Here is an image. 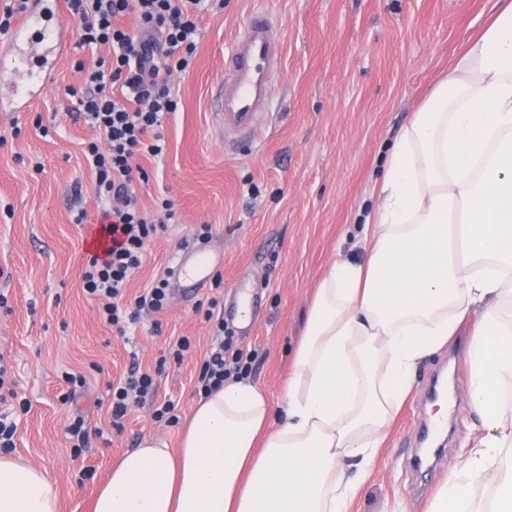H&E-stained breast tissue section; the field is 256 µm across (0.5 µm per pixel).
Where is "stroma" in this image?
Wrapping results in <instances>:
<instances>
[{"mask_svg": "<svg viewBox=\"0 0 512 512\" xmlns=\"http://www.w3.org/2000/svg\"><path fill=\"white\" fill-rule=\"evenodd\" d=\"M491 7L492 0H228L223 12L204 16L192 65L172 74L178 109L165 123V156L141 161L148 178L136 185L139 200L169 226L150 243L128 292L162 275L200 224L212 227L209 249L224 253L221 281L189 297L172 293L164 311L123 334L81 286L100 229L81 144L96 132L66 90L82 83L79 65L97 51L71 41L36 99L0 111V355L16 380L13 392L0 393V416L17 423L16 455L56 481L61 512H89L113 462L144 438L177 446L180 426L155 420L149 402L131 406L122 431L111 429L107 386L135 362L157 370L158 400L173 401L186 419L215 340L206 310L229 317L238 347L255 357L250 382L279 404L315 289L340 241L360 234L392 144ZM255 14L279 27L282 60L258 128L243 136L217 126L215 91L225 51ZM163 197L174 219L159 210ZM76 206L85 209V223L72 222ZM242 281L250 285L249 332L234 318ZM181 336L192 347L177 359ZM468 342L459 331L418 361L349 512H428L453 467L470 455L477 417L467 398ZM444 363L461 369L452 380L453 436L447 462L420 488L408 466L409 442L427 417L428 381ZM66 371L83 374L85 388L71 391ZM78 416L103 431L79 453L66 433Z\"/></svg>", "mask_w": 512, "mask_h": 512, "instance_id": "35a3bbf8", "label": "stroma"}]
</instances>
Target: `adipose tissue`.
Instances as JSON below:
<instances>
[{
  "label": "adipose tissue",
  "instance_id": "1",
  "mask_svg": "<svg viewBox=\"0 0 512 512\" xmlns=\"http://www.w3.org/2000/svg\"><path fill=\"white\" fill-rule=\"evenodd\" d=\"M348 247L367 258L327 269L279 407L257 385L220 387L177 447L148 437L116 462L91 512H348L417 362L463 325L483 435L430 512H512V0L401 131ZM0 512H59L54 480L0 456Z\"/></svg>",
  "mask_w": 512,
  "mask_h": 512
}]
</instances>
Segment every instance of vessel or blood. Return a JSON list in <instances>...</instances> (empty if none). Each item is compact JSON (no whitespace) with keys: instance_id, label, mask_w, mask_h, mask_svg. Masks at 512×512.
<instances>
[{"instance_id":"b4317fda","label":"vessel or blood","mask_w":512,"mask_h":512,"mask_svg":"<svg viewBox=\"0 0 512 512\" xmlns=\"http://www.w3.org/2000/svg\"><path fill=\"white\" fill-rule=\"evenodd\" d=\"M59 0H30L28 10L8 38L0 42V80L8 79L11 96L19 101L34 99L47 82L52 68L38 46L66 49L68 30L46 26V14H59ZM282 38L262 15L253 16L244 33L224 57V78L217 88L222 125L242 134L254 132L258 109L272 95L271 75L280 60ZM209 252L196 248L178 255L177 280L198 287L210 276Z\"/></svg>"}]
</instances>
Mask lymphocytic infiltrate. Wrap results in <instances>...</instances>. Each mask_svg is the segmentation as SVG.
I'll return each mask as SVG.
<instances>
[{
    "label": "lymphocytic infiltrate",
    "mask_w": 512,
    "mask_h": 512,
    "mask_svg": "<svg viewBox=\"0 0 512 512\" xmlns=\"http://www.w3.org/2000/svg\"><path fill=\"white\" fill-rule=\"evenodd\" d=\"M78 21L81 45L102 50L83 86L68 87L97 138L84 144L83 155L96 173L95 194L102 204L100 231L109 246L90 255L83 287L94 297L101 316L118 332L157 313L169 301V281L162 278L144 288L133 302H124L129 279L142 264L151 241L165 232L141 208L133 183L147 179L136 159L163 154V124L178 102L170 76L187 70L197 49L196 38L205 14L224 8V0H66ZM133 16L134 28L122 26ZM220 343L205 356L198 377L208 394L224 382L247 377L251 361L234 342V331L217 321ZM110 423L122 429L134 403L154 399L150 374L130 367L110 387Z\"/></svg>",
    "instance_id": "1"
}]
</instances>
